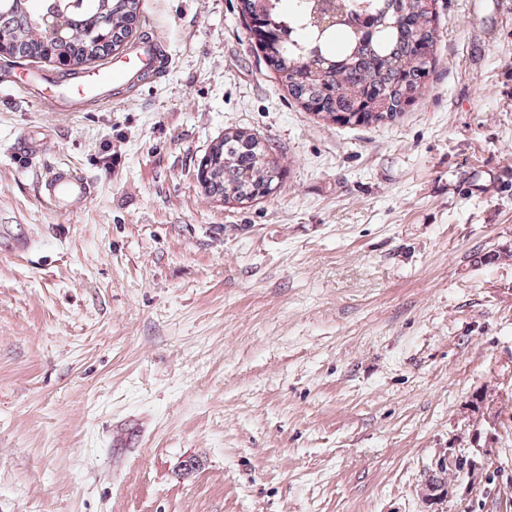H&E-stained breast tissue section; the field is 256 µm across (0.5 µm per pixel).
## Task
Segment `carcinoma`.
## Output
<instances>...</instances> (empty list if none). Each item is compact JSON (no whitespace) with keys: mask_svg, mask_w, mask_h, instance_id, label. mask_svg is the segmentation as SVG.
<instances>
[{"mask_svg":"<svg viewBox=\"0 0 512 512\" xmlns=\"http://www.w3.org/2000/svg\"><path fill=\"white\" fill-rule=\"evenodd\" d=\"M140 0H0V46L74 76L128 43ZM269 67L308 112L343 126L387 124L425 95L438 41L434 0H240ZM62 18L60 35L49 31ZM282 168L236 129L209 149L201 187L247 204L267 196Z\"/></svg>","mask_w":512,"mask_h":512,"instance_id":"obj_1","label":"carcinoma"}]
</instances>
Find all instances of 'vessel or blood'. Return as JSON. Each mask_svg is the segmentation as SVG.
<instances>
[{
  "label": "vessel or blood",
  "instance_id": "b4317fda",
  "mask_svg": "<svg viewBox=\"0 0 512 512\" xmlns=\"http://www.w3.org/2000/svg\"><path fill=\"white\" fill-rule=\"evenodd\" d=\"M163 70L159 42L154 39L136 45L127 57L72 78L47 82L41 72H34L29 82L20 85L18 91L27 97L38 82H46L47 101L54 105L56 111L70 112L78 103L104 99L112 86L131 84L143 74L159 75ZM92 191V183L86 175L66 167L53 169L44 180V199L59 212L88 199Z\"/></svg>",
  "mask_w": 512,
  "mask_h": 512
}]
</instances>
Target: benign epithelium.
I'll list each match as a JSON object with an SVG mask.
<instances>
[{"mask_svg": "<svg viewBox=\"0 0 512 512\" xmlns=\"http://www.w3.org/2000/svg\"><path fill=\"white\" fill-rule=\"evenodd\" d=\"M488 449L477 447L472 456L460 452L456 448L443 449L432 461L429 475L440 474L450 468L461 470L466 483L439 487L430 480H425L419 488L422 501L426 504L428 512H448V503L459 498V495H468L479 486L484 478L488 463Z\"/></svg>", "mask_w": 512, "mask_h": 512, "instance_id": "obj_1", "label": "benign epithelium"}]
</instances>
